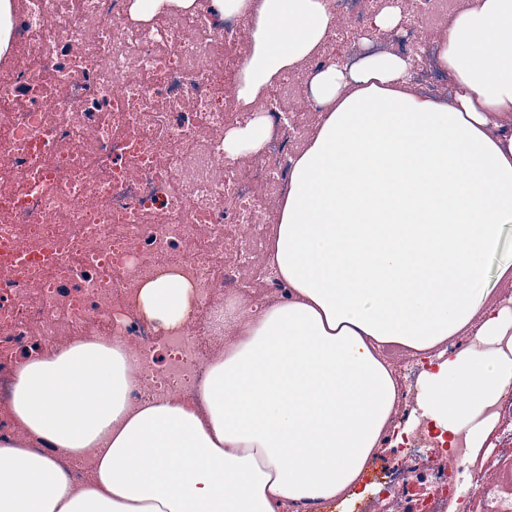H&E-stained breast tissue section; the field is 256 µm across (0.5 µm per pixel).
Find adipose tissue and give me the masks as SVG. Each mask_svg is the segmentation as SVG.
I'll return each mask as SVG.
<instances>
[{
  "label": "adipose tissue",
  "instance_id": "ef3b65f1",
  "mask_svg": "<svg viewBox=\"0 0 512 512\" xmlns=\"http://www.w3.org/2000/svg\"><path fill=\"white\" fill-rule=\"evenodd\" d=\"M333 21L326 0H260L238 101L262 100ZM437 44L445 99L419 92L411 58L390 51L311 74L321 119L291 160L266 255L290 292L219 316L232 340L194 398L131 404L137 358L117 337L18 361L0 512H293L354 494L394 428L389 345L436 361L419 408L482 445L488 407L512 386L500 347L512 297L487 283L512 224V0H465ZM266 138L255 117L225 132L224 153ZM140 302L172 327L191 288L164 275ZM469 331L473 345L447 349Z\"/></svg>",
  "mask_w": 512,
  "mask_h": 512
}]
</instances>
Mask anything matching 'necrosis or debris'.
<instances>
[{
  "label": "necrosis or debris",
  "instance_id": "1",
  "mask_svg": "<svg viewBox=\"0 0 512 512\" xmlns=\"http://www.w3.org/2000/svg\"><path fill=\"white\" fill-rule=\"evenodd\" d=\"M131 0H20L16 52L0 66V385L33 332L83 335L90 321L138 357L139 404L182 397L218 339L215 296L252 303L239 276L267 240L264 202L288 183L305 129L278 101L261 105L269 136L254 154H224L245 121L225 73L242 66L249 14L217 19L207 0L171 22L130 15ZM223 46V64L211 55ZM224 266L214 264V245ZM164 274L193 290L188 317L164 329L140 288ZM460 512H512V492L472 476Z\"/></svg>",
  "mask_w": 512,
  "mask_h": 512
}]
</instances>
